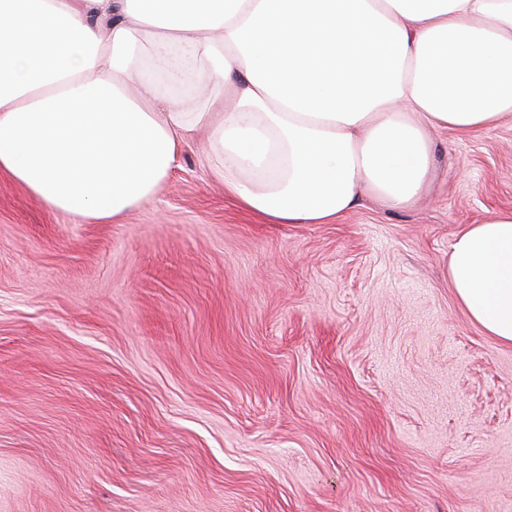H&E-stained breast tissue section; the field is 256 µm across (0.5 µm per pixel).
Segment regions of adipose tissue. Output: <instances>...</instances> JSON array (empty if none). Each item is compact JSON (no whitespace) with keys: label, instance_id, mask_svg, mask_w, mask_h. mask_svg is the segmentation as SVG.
I'll use <instances>...</instances> for the list:
<instances>
[{"label":"adipose tissue","instance_id":"ef3b65f1","mask_svg":"<svg viewBox=\"0 0 512 512\" xmlns=\"http://www.w3.org/2000/svg\"><path fill=\"white\" fill-rule=\"evenodd\" d=\"M510 113L512 0H0V173L89 222L152 195L199 134L272 223L405 208L433 130ZM448 271L512 344V212L460 232Z\"/></svg>","mask_w":512,"mask_h":512}]
</instances>
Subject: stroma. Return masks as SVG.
Returning <instances> with one entry per match:
<instances>
[{"label": "stroma", "instance_id": "stroma-1", "mask_svg": "<svg viewBox=\"0 0 512 512\" xmlns=\"http://www.w3.org/2000/svg\"><path fill=\"white\" fill-rule=\"evenodd\" d=\"M425 193L241 207L189 141L115 223L0 176V512H512V345L448 278L512 211V116L437 130Z\"/></svg>", "mask_w": 512, "mask_h": 512}]
</instances>
